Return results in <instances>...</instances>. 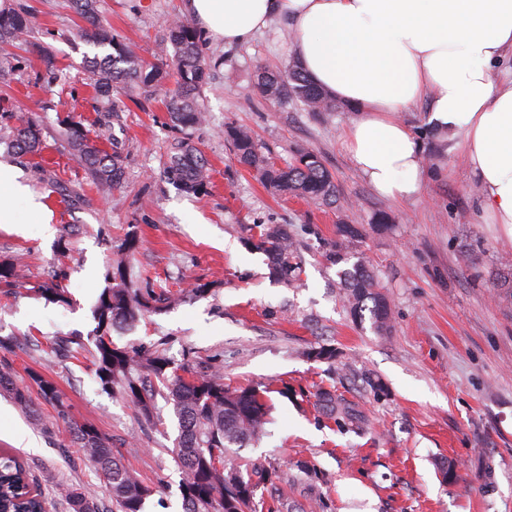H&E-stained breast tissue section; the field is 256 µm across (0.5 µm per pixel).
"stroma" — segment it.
Listing matches in <instances>:
<instances>
[{
    "mask_svg": "<svg viewBox=\"0 0 512 512\" xmlns=\"http://www.w3.org/2000/svg\"><path fill=\"white\" fill-rule=\"evenodd\" d=\"M38 15L30 39L47 47L53 68L22 48H11L10 85L0 84V126L30 118L40 126V154L16 157L0 146V165L17 168L30 196L52 214L29 223L27 199L13 202L18 218L0 224V262L11 264V284L0 283V364L51 378L77 421L109 436L124 464L157 491L149 512H182L174 448L173 409L160 405L154 424L125 398L102 390L90 359H51L57 337L88 335L92 308L107 286L113 262L129 257L137 289H165L173 303L144 313L120 344L163 342L175 363L216 366L233 388L272 385L267 434L241 449L242 457L276 469L279 512H512V304L494 290L500 255L512 253V234L483 213L481 187L455 145L460 134L429 126L425 103L401 113L423 144L427 177L405 201L380 195L354 166L343 143L352 112L317 119L295 103L278 105L254 91L256 71L284 68L293 57L289 26L280 19L246 45L207 44L212 79L202 98L205 121L189 136L207 162L198 193L183 192L163 175V161L180 132L171 122L165 88L151 98L122 90L116 113L96 109L94 79L84 65L93 46L76 40L79 18L69 0H9ZM104 26L149 62L160 54L163 29L184 15L183 0H99ZM81 117L89 137L108 129L123 158L122 189L102 192L65 149L62 121ZM248 128L265 155L285 165L296 151L318 153L335 178L340 208L323 207L267 191L240 168L224 139L228 125ZM54 171L56 185L41 181ZM84 194L81 205L62 189ZM394 222L370 229L375 212ZM351 217L367 230L354 245L377 271L390 298L392 330L376 335L354 321L340 300L337 267L325 252L338 220ZM285 224L305 246L301 284L269 276L268 257L256 246L258 225ZM69 252L58 258L60 236ZM140 241L126 254L128 236ZM59 280L69 302L39 294ZM200 294L189 295L191 286ZM35 337L32 353L26 337ZM330 346L335 365L309 359V349ZM370 374L345 396L367 413L365 433L342 430L316 407L315 393L347 369ZM28 462L48 500V512H66L62 484L83 487L100 512H116L107 486L72 446L64 427L45 432L0 397V451ZM454 478H446V469Z\"/></svg>",
    "mask_w": 512,
    "mask_h": 512,
    "instance_id": "1",
    "label": "stroma"
}]
</instances>
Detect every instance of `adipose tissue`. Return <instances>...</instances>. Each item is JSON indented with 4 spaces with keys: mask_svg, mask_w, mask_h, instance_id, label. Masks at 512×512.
Returning a JSON list of instances; mask_svg holds the SVG:
<instances>
[{
    "mask_svg": "<svg viewBox=\"0 0 512 512\" xmlns=\"http://www.w3.org/2000/svg\"><path fill=\"white\" fill-rule=\"evenodd\" d=\"M205 37L244 45L277 17L295 31L304 71L357 114L344 133L355 167L405 200L425 179L423 148L398 115L417 102L458 145L481 187L479 206L512 229V0H184Z\"/></svg>",
    "mask_w": 512,
    "mask_h": 512,
    "instance_id": "adipose-tissue-1",
    "label": "adipose tissue"
}]
</instances>
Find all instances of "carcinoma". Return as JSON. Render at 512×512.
Returning a JSON list of instances; mask_svg holds the SVG:
<instances>
[{
  "label": "carcinoma",
  "mask_w": 512,
  "mask_h": 512,
  "mask_svg": "<svg viewBox=\"0 0 512 512\" xmlns=\"http://www.w3.org/2000/svg\"><path fill=\"white\" fill-rule=\"evenodd\" d=\"M71 3L82 19L76 35L97 48L112 49L110 53L86 58L89 71L98 77L95 94L102 110L114 109L112 93L119 88H135L150 97L172 77L174 87L167 91L166 108L174 125L189 128L203 120L202 91L210 80L212 66L206 57L203 35L194 24L187 20L170 22L162 37V60L145 62L100 23L97 0ZM37 26L36 16L23 5L11 12L0 11V44L25 42ZM255 89L268 102L298 101L309 112L330 114L348 109L316 85L294 61L282 70L258 69ZM63 137L69 153L91 181L108 190L123 186L125 166L118 151L110 153L99 147L74 117L65 122ZM224 138L237 164L256 172L272 192L327 206L338 201L335 178L317 153L300 150L293 162L277 166L262 154L249 130L228 126ZM1 141L17 154H36L42 146L41 129L30 120L0 127ZM164 173L192 193L199 191L208 178L206 161L186 138L171 144ZM258 228L259 245L269 256L271 276L292 287L299 285V244L288 225L260 224ZM362 236V225L339 222L336 240L326 257L336 264L355 259L351 267L338 272L342 302L356 320L364 319V312H369L373 331L384 334L392 328L388 297L366 257L352 252V246ZM107 282L93 308L96 327L92 335L86 339L80 335L58 339L55 358L65 361L79 350L88 352L102 390L133 402L147 422L155 418L156 397H163L172 406L179 428L178 488L185 512H272L264 509V500L257 499L258 491L271 482L272 473L240 459L233 451L235 447L259 442L266 434L270 385L231 390L217 370L197 372L174 365L160 349L119 345L112 333L135 326L150 302L159 303L161 298L145 297L130 288L129 273L121 261L108 271ZM38 293L48 301H68L66 290L59 283L46 285ZM29 377L32 385H20L9 365L0 366V393L27 413L33 405L31 387H36L39 397L55 409L54 420L47 424L66 426L72 443L108 483L119 512H145L153 488L123 464L108 437L73 418L68 401L53 380L33 371ZM317 405L343 429H360L366 424L357 406L334 388L320 389ZM58 492L69 512H99L79 485H61ZM0 512H45L42 493L30 470L7 452L0 454Z\"/></svg>",
  "instance_id": "cac0c4a2"
}]
</instances>
